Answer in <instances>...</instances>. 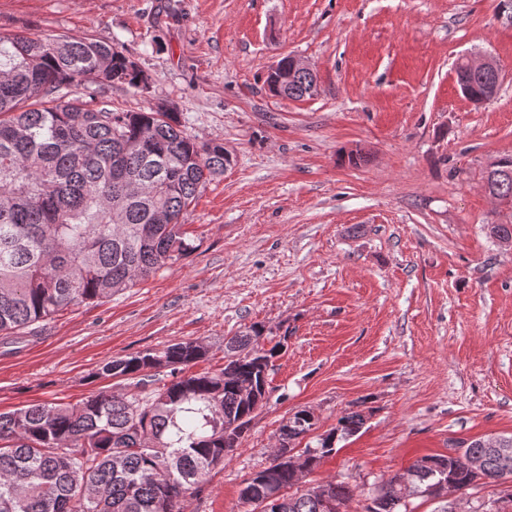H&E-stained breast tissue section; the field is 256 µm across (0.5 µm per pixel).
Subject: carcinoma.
Instances as JSON below:
<instances>
[{"mask_svg": "<svg viewBox=\"0 0 512 512\" xmlns=\"http://www.w3.org/2000/svg\"><path fill=\"white\" fill-rule=\"evenodd\" d=\"M146 75L112 44L94 35H0V333L46 321L81 304L110 298L186 259L195 246L185 229L190 207L231 165L224 145L198 142L173 112L112 110L100 89L135 92ZM268 91L300 100L318 93L302 74ZM83 86V92L74 88ZM491 192L512 204V157ZM167 216L157 221V214ZM263 326L251 325L224 344V367L188 374L208 349L196 341L170 344L106 362L98 375L134 381L135 391L101 389L72 403H31L0 412V512H183L224 465L267 401V367L277 347L259 346ZM172 380L146 386L162 370ZM365 415L350 411L316 436L320 457L336 440L359 431ZM315 429L301 409L279 429L285 447L254 473L240 499L260 512L281 494L278 512H326L321 498L295 486L288 454ZM512 448V435L461 443V454L425 455L408 468L423 495L444 462L460 489L497 481L500 461L489 444ZM481 457L483 470L467 465ZM338 512L355 488L328 482Z\"/></svg>", "mask_w": 512, "mask_h": 512, "instance_id": "obj_1", "label": "carcinoma"}]
</instances>
